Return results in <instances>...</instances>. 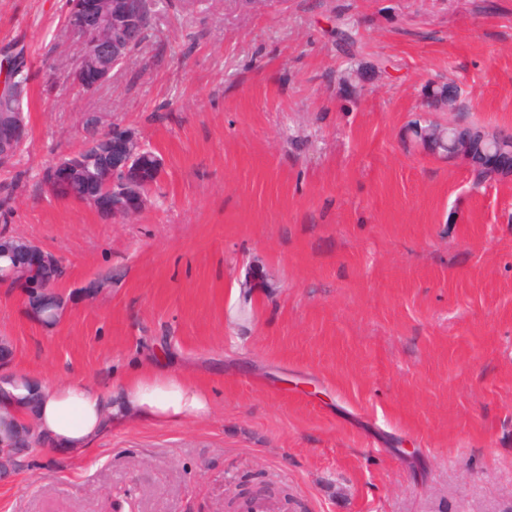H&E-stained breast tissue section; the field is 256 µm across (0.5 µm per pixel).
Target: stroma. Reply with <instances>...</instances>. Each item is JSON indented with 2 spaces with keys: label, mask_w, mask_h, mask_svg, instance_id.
I'll use <instances>...</instances> for the list:
<instances>
[{
  "label": "stroma",
  "mask_w": 512,
  "mask_h": 512,
  "mask_svg": "<svg viewBox=\"0 0 512 512\" xmlns=\"http://www.w3.org/2000/svg\"><path fill=\"white\" fill-rule=\"evenodd\" d=\"M64 11L0 0L32 72L0 232L63 258L70 299L48 328L0 288L11 368L106 386L161 356L214 411L36 450L0 512H227L261 486L274 512H512V177L474 187L407 134L431 80L462 90L432 121L512 126V0H163L92 93ZM88 112L164 160L130 220L38 188Z\"/></svg>",
  "instance_id": "obj_1"
}]
</instances>
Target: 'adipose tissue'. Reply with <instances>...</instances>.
Instances as JSON below:
<instances>
[{
	"label": "adipose tissue",
	"mask_w": 512,
	"mask_h": 512,
	"mask_svg": "<svg viewBox=\"0 0 512 512\" xmlns=\"http://www.w3.org/2000/svg\"><path fill=\"white\" fill-rule=\"evenodd\" d=\"M39 390L38 429L65 454L91 452L113 427L132 419L173 423L207 417L213 408L204 388L173 374L162 362L134 367L108 392L85 377L43 381Z\"/></svg>",
	"instance_id": "1"
}]
</instances>
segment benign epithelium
Returning <instances> with one entry per match:
<instances>
[{
  "mask_svg": "<svg viewBox=\"0 0 512 512\" xmlns=\"http://www.w3.org/2000/svg\"><path fill=\"white\" fill-rule=\"evenodd\" d=\"M67 28L76 39L77 54L69 70V80L82 91H92L104 85L117 64L129 55L144 24L140 0H70ZM8 59L0 61V95L16 100L28 97L30 84L6 78L10 61L21 47L0 50ZM444 95L459 100L461 88L453 82L424 85L423 98ZM29 132L28 120L21 111H0V167L8 166L18 146ZM414 143L423 151L444 150L448 158L467 169H489L496 179L512 176V128H498L491 135L470 124L454 123L449 130H419ZM147 147L127 132L107 128L91 143L68 154L46 169L48 191L56 196H69L73 191L91 183L79 198V203L98 214L115 218L133 216L147 202L139 193L146 177L138 167V159ZM58 256L17 234H0V285L21 291L28 313L44 321L50 314L58 324L68 309L69 300L58 288L39 287L29 280L36 270H50L57 265ZM14 349L12 341L0 336V394L23 386L32 388L33 379L17 372H3L10 364ZM33 395L14 396L8 405L0 403V470H12L15 460L10 437L26 428L36 430Z\"/></svg>",
  "mask_w": 512,
  "mask_h": 512,
  "instance_id": "obj_1",
  "label": "benign epithelium"
}]
</instances>
